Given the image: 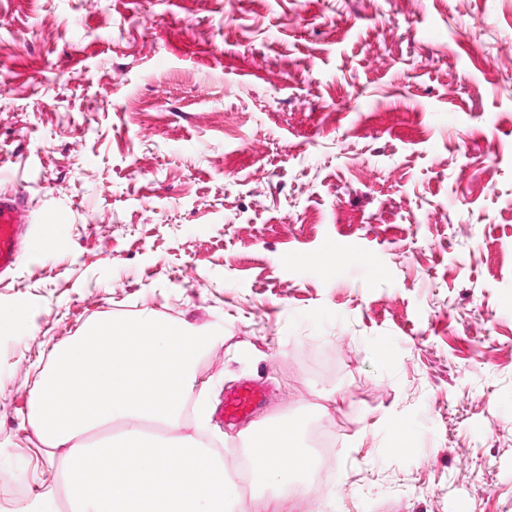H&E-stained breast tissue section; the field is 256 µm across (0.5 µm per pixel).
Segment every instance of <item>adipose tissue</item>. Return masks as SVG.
Returning <instances> with one entry per match:
<instances>
[{
    "instance_id": "adipose-tissue-1",
    "label": "adipose tissue",
    "mask_w": 512,
    "mask_h": 512,
    "mask_svg": "<svg viewBox=\"0 0 512 512\" xmlns=\"http://www.w3.org/2000/svg\"><path fill=\"white\" fill-rule=\"evenodd\" d=\"M247 458L251 476L277 486L288 501L308 495V478L318 466L300 426L288 418L266 422L253 436Z\"/></svg>"
}]
</instances>
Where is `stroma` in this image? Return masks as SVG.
Instances as JSON below:
<instances>
[{
	"label": "stroma",
	"instance_id": "stroma-1",
	"mask_svg": "<svg viewBox=\"0 0 512 512\" xmlns=\"http://www.w3.org/2000/svg\"><path fill=\"white\" fill-rule=\"evenodd\" d=\"M17 192L0 475L51 467L25 417L52 347L153 312L217 332L212 403L273 390L211 419L239 512L276 494L236 465L271 416L338 430L281 512H512V0H0ZM265 399V392L262 388L245 384L240 385L227 392L224 396L222 413L227 421H236L252 413Z\"/></svg>",
	"mask_w": 512,
	"mask_h": 512
}]
</instances>
